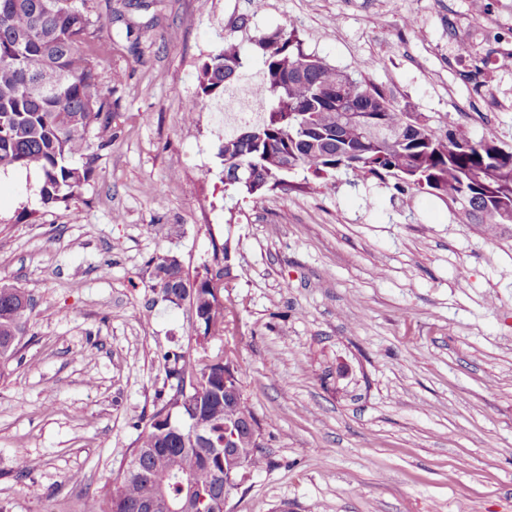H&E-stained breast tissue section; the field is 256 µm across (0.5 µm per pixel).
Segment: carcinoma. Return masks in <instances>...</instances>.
Here are the masks:
<instances>
[{
    "mask_svg": "<svg viewBox=\"0 0 512 512\" xmlns=\"http://www.w3.org/2000/svg\"><path fill=\"white\" fill-rule=\"evenodd\" d=\"M86 0H0V174L17 169L41 176L46 204H68L90 176L95 150L112 143V92L98 71L106 59L89 47L103 31L85 8ZM260 59L247 79L248 59ZM250 95L251 116L224 122L217 155L224 165V191L253 194L234 184L235 171L251 168L260 191L287 182L302 170L335 186L343 173L368 179L393 178L396 187L448 198L482 224H512V151L493 137L479 142L452 130L435 133L428 123L400 108L383 89L361 76L331 66L307 52L291 27L250 41V49L226 43L202 66L199 90L185 117L197 107L225 97ZM362 112L359 125L348 113ZM230 239L214 248L213 264L191 280L181 263L153 260L155 286L174 305L186 301L201 340L224 335V307L216 294L231 275ZM32 300L15 285L0 287V361L9 359L27 333ZM176 380L172 394L155 406L137 447L140 465L125 466L102 490L87 498L83 512H142L155 499L167 512H221L224 506V423L257 419L243 393L241 368L231 392L224 391V357L201 366L189 353L165 355ZM204 384L192 383V370ZM203 422L205 435L183 427L166 429V416Z\"/></svg>",
    "mask_w": 512,
    "mask_h": 512,
    "instance_id": "carcinoma-1",
    "label": "carcinoma"
}]
</instances>
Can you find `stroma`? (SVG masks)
<instances>
[{
    "label": "stroma",
    "mask_w": 512,
    "mask_h": 512,
    "mask_svg": "<svg viewBox=\"0 0 512 512\" xmlns=\"http://www.w3.org/2000/svg\"><path fill=\"white\" fill-rule=\"evenodd\" d=\"M112 143L66 205L0 177V285L34 300L0 377V512H81L171 391L189 305L153 291L238 241L222 293L266 467L226 512H512V224L392 181L224 193V108L184 112L225 41L294 26L436 132L512 150V0H88ZM476 52L462 63L460 40ZM37 462L17 472L16 459Z\"/></svg>",
    "instance_id": "35a3bbf8"
}]
</instances>
